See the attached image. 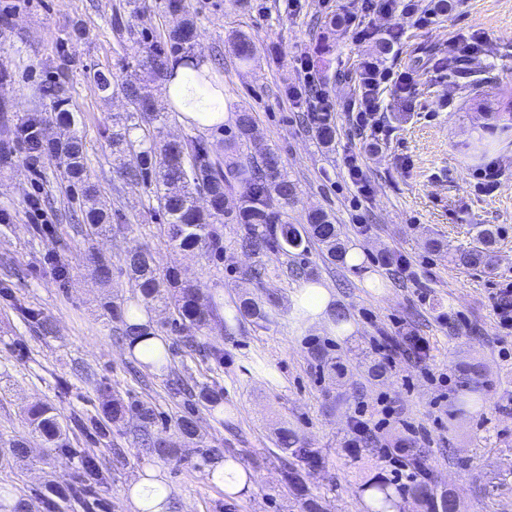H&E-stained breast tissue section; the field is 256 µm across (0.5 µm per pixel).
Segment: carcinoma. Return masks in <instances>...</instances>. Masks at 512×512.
Returning a JSON list of instances; mask_svg holds the SVG:
<instances>
[{
	"label": "carcinoma",
	"instance_id": "carcinoma-1",
	"mask_svg": "<svg viewBox=\"0 0 512 512\" xmlns=\"http://www.w3.org/2000/svg\"><path fill=\"white\" fill-rule=\"evenodd\" d=\"M198 47L196 26L186 19L168 33L165 41L147 47L140 63L143 75L119 81L110 72L93 73V83L100 92H120L132 103L133 112L129 117L134 119V123L123 126L109 136L114 155L120 156L135 147L139 148L137 163L121 168L122 179L156 182L158 211L168 225L169 240L183 250H224L212 225L229 220L233 224L245 225L240 246L246 250L288 254L297 250L304 252L308 244L314 242L330 263L345 262L343 233L330 213L322 209L314 210L308 214L305 224H289L283 220L288 208L296 203L297 195L275 150L260 146L253 152L238 151L233 159L221 162L213 158L208 148L198 141L162 143L145 136L140 139L131 137L134 130L145 131L165 122L163 113L157 111L151 101L147 91L148 82L158 79L171 82L177 77L178 70L183 69L189 81L200 88L207 91L217 89L211 73L201 69ZM235 52L240 61H250L254 55L250 38L245 35L238 37ZM46 93L53 98L54 112L50 118L38 113L26 116L14 130L15 137L39 157L63 161L70 186L80 189L86 200L94 202L97 189L89 182L83 142L74 129L73 115L65 109L68 101L65 91L61 84L56 83ZM49 121L64 127L66 134L44 136L42 127ZM254 124L253 113L237 111L232 148H237L242 141L251 140ZM201 193L208 199L209 208L205 211L196 205V195ZM82 223L88 226L91 234L97 235L110 228L111 215L108 210L92 205L84 211ZM497 236L495 226L485 225L477 235L479 245L460 253L459 262L471 267H490ZM111 266L109 258L90 253L88 271L101 281L110 279ZM126 266L138 290L136 307L121 308L110 301L105 302L103 307L112 319L122 323V340L131 349L137 341L156 335L151 325L135 320L137 311L143 307L162 304L170 310L173 324L201 330L213 321L226 325L242 321H266L269 317L266 305L274 304L271 298L265 303L244 298L226 312L200 285L182 280L178 272L171 270L160 275L151 253L140 246L127 251ZM183 391L210 410L224 406V392L204 383L185 384ZM98 414L113 424L128 418L137 420L146 438L147 449L160 458L178 453L175 446L168 444L162 448L158 441L150 437L149 429L156 423L157 411L147 401H126L113 396L111 389L104 388L100 393ZM27 420L31 432L40 437L43 450L67 447L66 427L52 406L43 402L31 405ZM178 429L184 444L196 446L201 443L193 417L180 418ZM276 445L280 450L277 460L284 481L300 498L303 512H320L317 496L310 491L302 476L304 470L323 464L318 452L310 448L309 443L295 430L285 427L278 431ZM31 453L25 441L13 440L8 447L0 448V459L24 463L33 459ZM413 465L421 472V480L409 488V496L424 504L426 512H456L454 496L435 485L425 456L417 455ZM388 487L389 483L379 478L364 483V490L380 494L381 501L386 504L393 502ZM75 493L76 488L72 484L54 482L45 486L40 498L52 505L55 512H63Z\"/></svg>",
	"mask_w": 512,
	"mask_h": 512
}]
</instances>
